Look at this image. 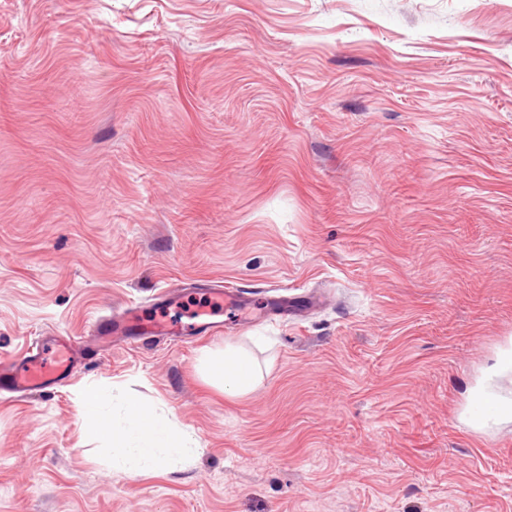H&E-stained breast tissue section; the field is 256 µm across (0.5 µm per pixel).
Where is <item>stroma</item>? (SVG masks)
<instances>
[{
	"mask_svg": "<svg viewBox=\"0 0 512 512\" xmlns=\"http://www.w3.org/2000/svg\"><path fill=\"white\" fill-rule=\"evenodd\" d=\"M208 281L328 302L0 398V512H512V0H0V361ZM85 391L198 455L114 470ZM209 377L213 382L224 383L234 395H246L260 382L255 362L240 348L225 344L224 355L209 361ZM470 415L477 423L507 418L512 416V406L502 402L496 395H479L470 406Z\"/></svg>",
	"mask_w": 512,
	"mask_h": 512,
	"instance_id": "1",
	"label": "stroma"
}]
</instances>
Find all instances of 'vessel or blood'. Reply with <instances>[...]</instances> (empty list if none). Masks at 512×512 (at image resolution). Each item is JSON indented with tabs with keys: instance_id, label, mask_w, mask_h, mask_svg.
<instances>
[{
	"instance_id": "vessel-or-blood-1",
	"label": "vessel or blood",
	"mask_w": 512,
	"mask_h": 512,
	"mask_svg": "<svg viewBox=\"0 0 512 512\" xmlns=\"http://www.w3.org/2000/svg\"><path fill=\"white\" fill-rule=\"evenodd\" d=\"M209 303L196 309L189 321H173L168 317L146 316L135 305L123 307L121 313L95 321L88 339L75 342L53 332L36 338L19 357L0 362V395L27 398L59 387L73 375L88 353L102 352L114 346L131 347L149 336L159 341H183L192 336H220L224 326L241 319L242 311L253 308L254 300L236 288L209 285L204 289ZM318 302L317 296L289 294L287 289L275 290L262 305L266 313L284 318L305 316ZM224 309L227 318L215 319L214 307ZM470 415L481 423L512 416V406L494 395H480L470 406Z\"/></svg>"
}]
</instances>
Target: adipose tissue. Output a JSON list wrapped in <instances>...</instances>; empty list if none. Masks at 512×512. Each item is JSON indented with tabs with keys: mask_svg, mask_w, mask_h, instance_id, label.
Segmentation results:
<instances>
[{
	"mask_svg": "<svg viewBox=\"0 0 512 512\" xmlns=\"http://www.w3.org/2000/svg\"><path fill=\"white\" fill-rule=\"evenodd\" d=\"M209 377L229 386L236 395L248 394L260 382L255 362L242 349L229 344L223 355L210 359ZM82 418L86 435L108 441L113 468L128 474L171 471L190 462L199 451L188 429L128 394L113 397L112 407L107 410L94 393H85Z\"/></svg>",
	"mask_w": 512,
	"mask_h": 512,
	"instance_id": "ef3b65f1",
	"label": "adipose tissue"
}]
</instances>
